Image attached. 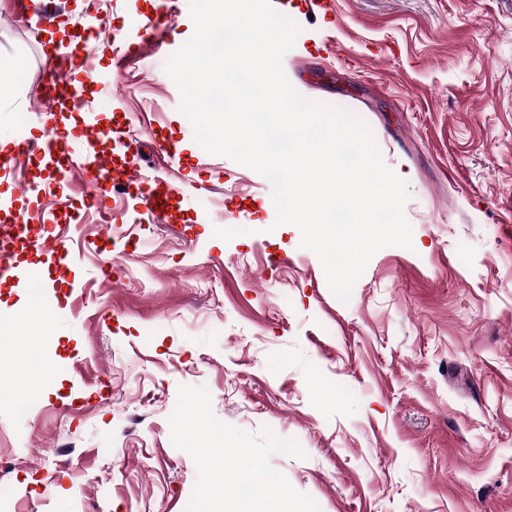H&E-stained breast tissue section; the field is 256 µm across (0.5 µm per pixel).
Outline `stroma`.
<instances>
[{
  "mask_svg": "<svg viewBox=\"0 0 512 512\" xmlns=\"http://www.w3.org/2000/svg\"><path fill=\"white\" fill-rule=\"evenodd\" d=\"M25 3L0 0V133L43 143L47 85L85 77L86 106L57 116L66 152L125 141L139 182L176 200L153 216L127 196L106 224L93 166L6 153L0 225L82 221L59 226L68 271L48 248L13 258L43 304L0 279L18 319L0 352L5 512H185L197 468L169 425L183 385L206 386L227 424L296 440L303 457L270 462L319 512H512V0H333L325 17L271 0L300 28L292 86L354 112L409 183L411 248L376 252L346 304L299 229L275 225L270 182L194 142L164 70L194 32L190 0H66L50 21ZM71 33L90 36L80 73L45 59L67 60Z\"/></svg>",
  "mask_w": 512,
  "mask_h": 512,
  "instance_id": "stroma-1",
  "label": "stroma"
}]
</instances>
